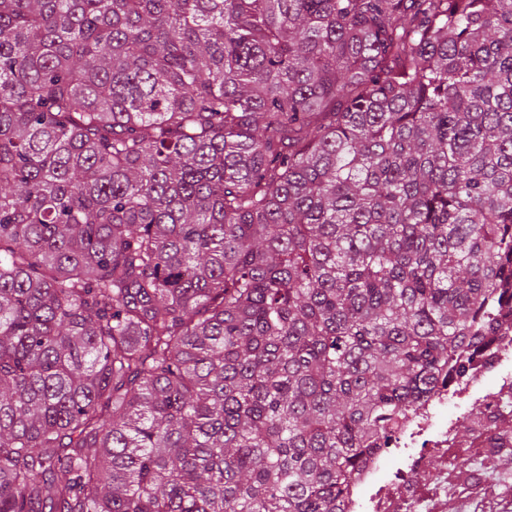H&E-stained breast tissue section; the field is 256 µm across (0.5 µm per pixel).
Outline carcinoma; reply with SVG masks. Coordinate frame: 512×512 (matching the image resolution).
<instances>
[{"instance_id":"1","label":"carcinoma","mask_w":512,"mask_h":512,"mask_svg":"<svg viewBox=\"0 0 512 512\" xmlns=\"http://www.w3.org/2000/svg\"><path fill=\"white\" fill-rule=\"evenodd\" d=\"M503 283L512 0H0V512H338Z\"/></svg>"}]
</instances>
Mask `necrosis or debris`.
<instances>
[{
  "mask_svg": "<svg viewBox=\"0 0 512 512\" xmlns=\"http://www.w3.org/2000/svg\"><path fill=\"white\" fill-rule=\"evenodd\" d=\"M463 376L440 383L401 427L394 447L368 453L352 473L341 512H448V450L454 445L457 421L469 422L476 434L475 448L483 466L512 449V436L491 440L490 433L512 416V304L503 307L498 332L485 345L463 355ZM495 380L484 390V378ZM484 401L481 413H470L471 399ZM415 472L429 475L427 483L412 480Z\"/></svg>",
  "mask_w": 512,
  "mask_h": 512,
  "instance_id": "necrosis-or-debris-1",
  "label": "necrosis or debris"
}]
</instances>
